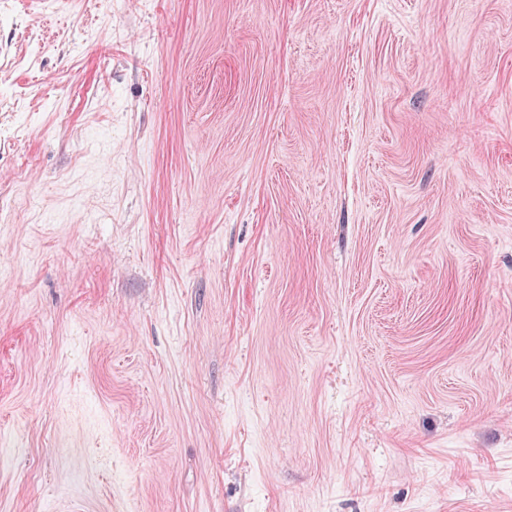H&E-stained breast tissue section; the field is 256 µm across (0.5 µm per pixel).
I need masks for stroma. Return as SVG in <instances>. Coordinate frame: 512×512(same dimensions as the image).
Segmentation results:
<instances>
[{
	"label": "stroma",
	"instance_id": "stroma-1",
	"mask_svg": "<svg viewBox=\"0 0 512 512\" xmlns=\"http://www.w3.org/2000/svg\"><path fill=\"white\" fill-rule=\"evenodd\" d=\"M0 512H512V0L0 9Z\"/></svg>",
	"mask_w": 512,
	"mask_h": 512
}]
</instances>
